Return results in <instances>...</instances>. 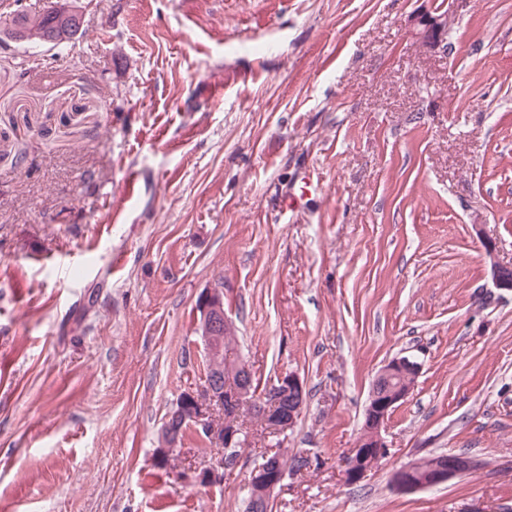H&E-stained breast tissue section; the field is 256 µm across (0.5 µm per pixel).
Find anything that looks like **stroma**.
Here are the masks:
<instances>
[{"label": "stroma", "instance_id": "35a3bbf8", "mask_svg": "<svg viewBox=\"0 0 512 512\" xmlns=\"http://www.w3.org/2000/svg\"><path fill=\"white\" fill-rule=\"evenodd\" d=\"M77 4L70 47L0 57V512H244L276 443L311 466L272 512H512V291L491 278L512 267V0ZM423 10L451 15L447 51L413 34ZM218 285L258 385L291 372L308 397L284 440L246 421L237 470L200 486L156 450ZM401 356L421 368L387 453L345 482ZM442 453L483 466L393 488Z\"/></svg>", "mask_w": 512, "mask_h": 512}]
</instances>
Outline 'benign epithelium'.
<instances>
[{"label":"benign epithelium","instance_id":"benign-epithelium-1","mask_svg":"<svg viewBox=\"0 0 512 512\" xmlns=\"http://www.w3.org/2000/svg\"><path fill=\"white\" fill-rule=\"evenodd\" d=\"M449 14L433 15L427 11L411 19L415 35L432 49H442L441 34L448 28ZM493 283L499 290H512V277L507 266L493 263ZM202 314L201 330L205 350L211 354L221 351L223 336L232 330L231 322L224 316V293L219 288H209L198 300ZM249 367L241 363L227 368L222 375L204 379V383L182 393L181 408L177 416L182 423L205 434L206 439L217 447L216 462L193 472L191 479L200 485L220 483L224 471L234 468L238 448L243 445L244 427L239 424L237 409L250 404L258 416L272 423V429L285 432L292 428L305 405L304 385L300 378L288 373L278 377L277 383L257 396L252 393ZM420 364L407 357H396L389 361L376 375L370 393L362 433L353 459L345 463L347 482L358 480L370 469L379 457L385 454L383 438L390 415L396 404L403 401L411 391L410 379L416 377ZM180 426H164L160 453L169 457V452L178 446ZM283 456L275 452L266 454L262 462L255 465L247 477L248 512H256L271 502L275 490L281 485L285 473L281 470ZM482 466L478 459L466 454H443L421 468V462H412L391 478L393 487L401 492H411L424 487L438 486L465 476Z\"/></svg>","mask_w":512,"mask_h":512}]
</instances>
